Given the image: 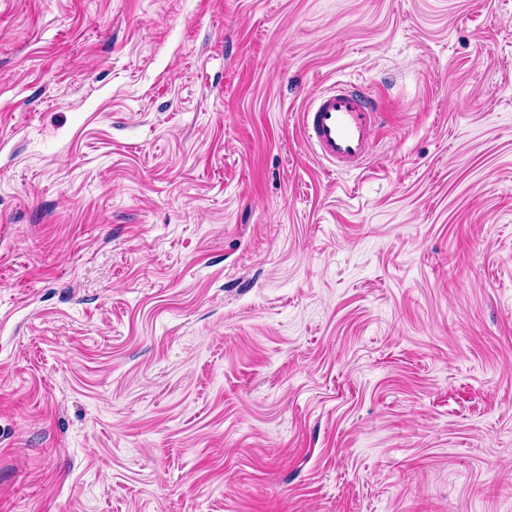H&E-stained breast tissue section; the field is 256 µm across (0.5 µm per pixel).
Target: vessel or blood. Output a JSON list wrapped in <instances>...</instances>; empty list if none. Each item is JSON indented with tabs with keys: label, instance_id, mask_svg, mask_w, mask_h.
Returning <instances> with one entry per match:
<instances>
[{
	"label": "vessel or blood",
	"instance_id": "b4317fda",
	"mask_svg": "<svg viewBox=\"0 0 512 512\" xmlns=\"http://www.w3.org/2000/svg\"><path fill=\"white\" fill-rule=\"evenodd\" d=\"M379 98L336 84L314 94L300 113L307 144L328 164L363 168L381 125Z\"/></svg>",
	"mask_w": 512,
	"mask_h": 512
}]
</instances>
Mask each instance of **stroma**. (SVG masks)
I'll use <instances>...</instances> for the list:
<instances>
[{
    "label": "stroma",
    "instance_id": "stroma-1",
    "mask_svg": "<svg viewBox=\"0 0 512 512\" xmlns=\"http://www.w3.org/2000/svg\"><path fill=\"white\" fill-rule=\"evenodd\" d=\"M0 512H512V0H0ZM384 112L380 99L346 90L343 83L320 90L300 113L306 143L336 169H360L370 158Z\"/></svg>",
    "mask_w": 512,
    "mask_h": 512
}]
</instances>
